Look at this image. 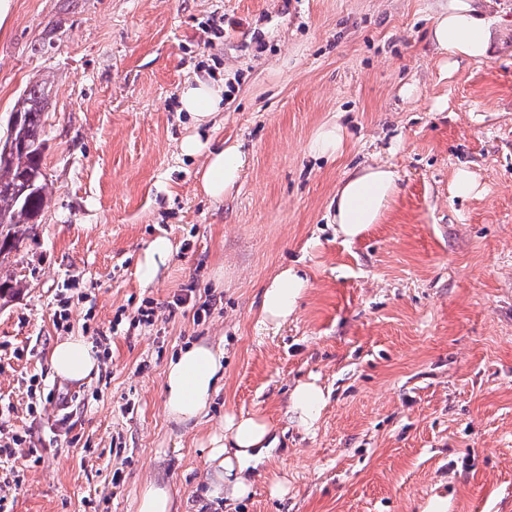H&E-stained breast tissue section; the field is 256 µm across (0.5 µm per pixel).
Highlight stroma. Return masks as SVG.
Listing matches in <instances>:
<instances>
[{"instance_id": "1", "label": "stroma", "mask_w": 512, "mask_h": 512, "mask_svg": "<svg viewBox=\"0 0 512 512\" xmlns=\"http://www.w3.org/2000/svg\"><path fill=\"white\" fill-rule=\"evenodd\" d=\"M14 3L0 132L47 82L49 198L12 267L20 289L0 299V445L21 440L0 463L7 512H136L151 480L200 512H425L438 498L512 512V0H496L493 58L455 71L429 41L440 0ZM203 72L227 89L205 138L248 159L219 203L178 150L179 93ZM330 120L346 151L312 158ZM374 162L394 165L398 193L350 241L330 202ZM463 167L479 193L461 199ZM158 236L173 251L146 284L136 268ZM291 264L309 279L298 310L262 325L263 289ZM67 335L100 343L85 381L50 368ZM195 342L223 345L224 385L182 426L165 372ZM312 379L326 404L306 432L285 412ZM242 414L271 424L274 448L246 497L202 505L210 440Z\"/></svg>"}]
</instances>
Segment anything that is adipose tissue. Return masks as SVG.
<instances>
[{
	"label": "adipose tissue",
	"mask_w": 512,
	"mask_h": 512,
	"mask_svg": "<svg viewBox=\"0 0 512 512\" xmlns=\"http://www.w3.org/2000/svg\"><path fill=\"white\" fill-rule=\"evenodd\" d=\"M493 0H448L436 12L429 31L432 49L445 66L491 59L499 30ZM221 81L194 79L180 93L183 112L189 116V130L178 149L186 157H203L200 186L215 201L231 193L246 168V156L239 146L214 147L204 141L202 128L215 125L223 109ZM398 175L390 165H361L348 171L336 190V232L354 240L380 223L397 193ZM308 277L298 268L281 269L262 294V323L282 325L292 317L308 287ZM99 365L97 352L80 336L59 340L52 348L50 366L66 380L81 381ZM224 377V349L205 342L180 350L165 372L164 406L171 419L180 424L198 422L217 394ZM324 393L313 381L298 383L289 398L290 419L304 430L316 425ZM271 428L260 416H231L224 420L223 433L213 435L209 455L212 477L206 501L245 496L253 486L248 469L257 467L271 450Z\"/></svg>",
	"instance_id": "adipose-tissue-1"
}]
</instances>
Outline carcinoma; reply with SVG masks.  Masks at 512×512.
I'll use <instances>...</instances> for the list:
<instances>
[{
  "label": "carcinoma",
  "instance_id": "1",
  "mask_svg": "<svg viewBox=\"0 0 512 512\" xmlns=\"http://www.w3.org/2000/svg\"><path fill=\"white\" fill-rule=\"evenodd\" d=\"M49 91L36 82L19 95L11 115L21 117V143L8 154L0 146V269L11 265L24 238L38 224L48 198L44 171Z\"/></svg>",
  "mask_w": 512,
  "mask_h": 512
}]
</instances>
